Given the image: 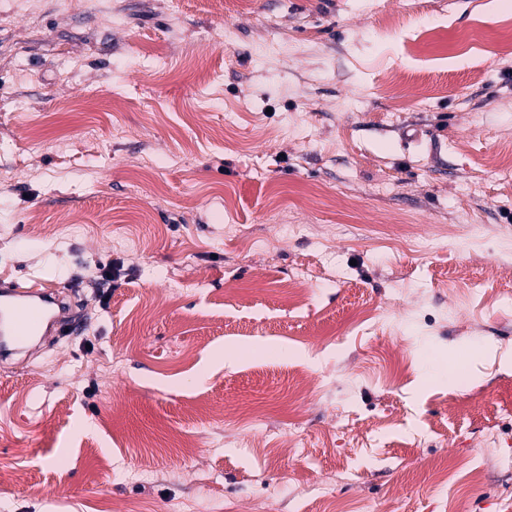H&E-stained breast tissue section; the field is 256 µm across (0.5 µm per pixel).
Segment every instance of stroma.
Masks as SVG:
<instances>
[{
  "instance_id": "1",
  "label": "stroma",
  "mask_w": 512,
  "mask_h": 512,
  "mask_svg": "<svg viewBox=\"0 0 512 512\" xmlns=\"http://www.w3.org/2000/svg\"><path fill=\"white\" fill-rule=\"evenodd\" d=\"M487 3L0 0V272L93 320L0 364V512H512Z\"/></svg>"
}]
</instances>
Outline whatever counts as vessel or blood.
<instances>
[{
  "label": "vessel or blood",
  "mask_w": 512,
  "mask_h": 512,
  "mask_svg": "<svg viewBox=\"0 0 512 512\" xmlns=\"http://www.w3.org/2000/svg\"><path fill=\"white\" fill-rule=\"evenodd\" d=\"M64 291L37 281L23 285L10 277L0 278V356L9 357L18 343L49 329L57 336H72L80 331Z\"/></svg>",
  "instance_id": "obj_1"
}]
</instances>
